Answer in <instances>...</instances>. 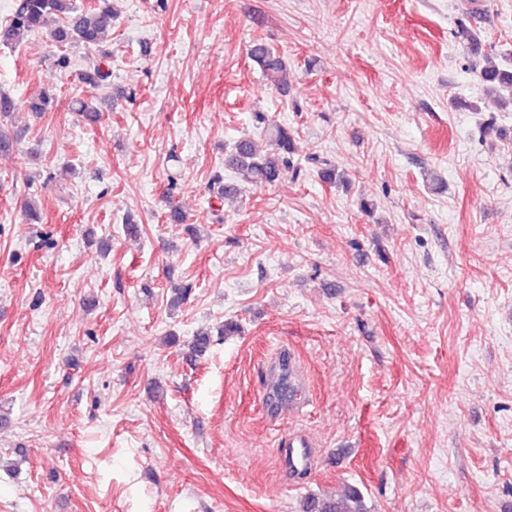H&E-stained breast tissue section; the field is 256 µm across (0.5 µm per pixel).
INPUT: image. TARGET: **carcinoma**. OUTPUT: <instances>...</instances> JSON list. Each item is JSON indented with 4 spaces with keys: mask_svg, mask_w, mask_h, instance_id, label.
I'll return each instance as SVG.
<instances>
[{
    "mask_svg": "<svg viewBox=\"0 0 512 512\" xmlns=\"http://www.w3.org/2000/svg\"><path fill=\"white\" fill-rule=\"evenodd\" d=\"M99 6L80 11L73 0H17L16 8L5 25L0 26V43L19 45L31 33L45 32L52 44L66 47L96 49L100 59L93 68L79 73V81L96 89L109 77L103 71L105 58L111 55L102 49V44L112 33L113 12L105 6L107 0H98ZM457 37L463 47L473 55H480L484 64L478 72L482 90L487 94H496L507 89L511 92L502 100L503 108L512 107V62L502 59L493 61L494 49L482 43L479 34L466 24L458 25ZM250 59L258 65L263 74L275 85L288 87V67L280 54L261 40H255L249 48ZM16 110L15 100L0 92V154H11L16 146L14 133L9 125L3 123L12 117ZM264 124V132L273 145V150L259 154L255 143L249 138L235 142L230 153L224 158V165L241 174L251 184H272L286 172H292L297 178L302 169L292 163L294 154V132L276 123ZM295 395L294 373L290 358L282 356L279 373L271 387L270 399L276 404L287 402ZM302 512H370L364 495L355 486L349 487L342 496L321 498L310 495L306 498Z\"/></svg>",
    "mask_w": 512,
    "mask_h": 512,
    "instance_id": "1",
    "label": "carcinoma"
}]
</instances>
